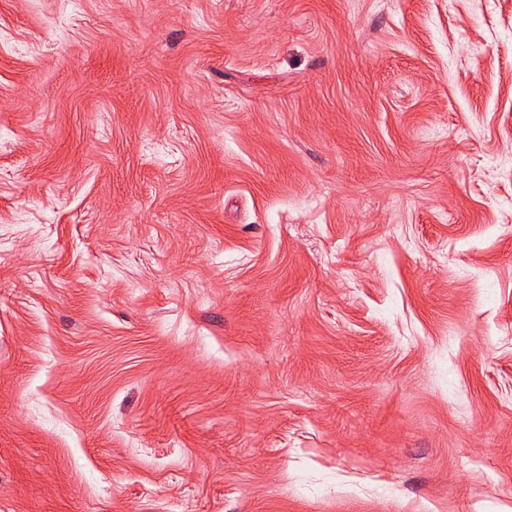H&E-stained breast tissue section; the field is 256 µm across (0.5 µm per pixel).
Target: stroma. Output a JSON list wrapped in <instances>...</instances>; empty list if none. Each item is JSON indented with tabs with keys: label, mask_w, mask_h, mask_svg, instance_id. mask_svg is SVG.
Wrapping results in <instances>:
<instances>
[{
	"label": "stroma",
	"mask_w": 512,
	"mask_h": 512,
	"mask_svg": "<svg viewBox=\"0 0 512 512\" xmlns=\"http://www.w3.org/2000/svg\"><path fill=\"white\" fill-rule=\"evenodd\" d=\"M0 512H512V0H0Z\"/></svg>",
	"instance_id": "35a3bbf8"
}]
</instances>
